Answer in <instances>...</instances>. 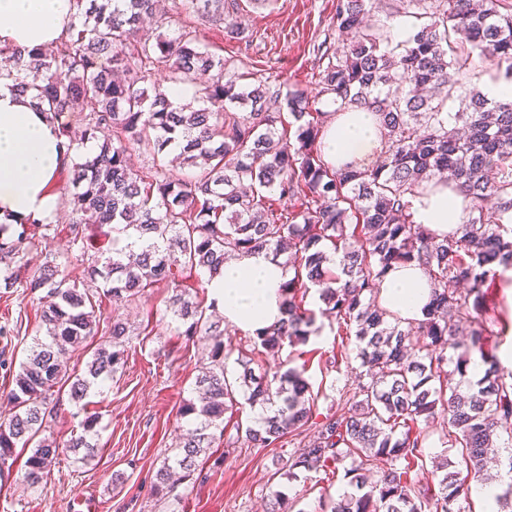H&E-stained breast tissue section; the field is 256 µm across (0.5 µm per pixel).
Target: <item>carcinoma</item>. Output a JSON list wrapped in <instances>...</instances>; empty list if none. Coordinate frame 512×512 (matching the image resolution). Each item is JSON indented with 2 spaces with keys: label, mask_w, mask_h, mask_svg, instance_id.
Instances as JSON below:
<instances>
[{
  "label": "carcinoma",
  "mask_w": 512,
  "mask_h": 512,
  "mask_svg": "<svg viewBox=\"0 0 512 512\" xmlns=\"http://www.w3.org/2000/svg\"><path fill=\"white\" fill-rule=\"evenodd\" d=\"M72 2L67 35L55 49H35L24 61L20 50L0 43V78L22 93L36 92L74 152V192L67 199L76 214L73 240L83 239L86 224H110L112 249L94 250L76 269L47 252L25 273L17 257L29 239L27 225H41L47 237L51 222L28 219L6 237L0 225V288L46 298L45 336L33 338L32 355L8 394L14 411L0 422V467L33 443L22 478L39 485L59 451L47 434L56 389L69 385L78 403L125 363L131 326L121 319L108 326L109 345L93 352L84 373L70 371L63 360L97 334L103 320L82 284L94 283L110 302L129 305L164 282L172 289L171 320L181 335L202 337L206 354L196 378L202 396L182 406L192 428L156 471L155 494L165 497L176 483L193 479L215 437H224L240 412V397L252 407L276 406L245 427L255 448L306 426L312 417L306 365L270 379L251 364L307 343L319 316L336 323V335L355 336L366 377L345 392L346 406L326 417L316 439L277 462L276 471L293 476L297 469L342 468L356 488H368L331 503L329 512H422L421 499L434 501L435 512H462L468 476L497 455L504 434L507 455L500 464L512 473V372L504 373L484 349L489 290L499 268H512V96L496 100L464 91L475 50L512 83V11L502 12L501 0H415L425 4L424 22L398 52L389 48L387 29L368 23L372 0H336L335 27L346 48L333 52L326 40L314 48L325 62L318 95L338 112H371L384 128L382 163L362 170L324 159L330 113L304 92L283 97L266 82L239 84V75L199 42L191 25L168 36L145 32L142 23L155 15L156 0ZM189 4L199 20L224 22V0ZM158 70L167 73L170 88L150 97L140 84ZM196 84L203 106L170 99L169 89ZM439 98L458 99V111H439ZM229 105L242 111H225ZM93 141L98 151L82 157ZM173 145L196 168L192 176L130 163L133 152L153 158ZM445 172L468 200L470 218L438 241L416 222L412 199ZM260 251L284 258L295 276L285 285V317L257 337L251 355L236 359L242 371L230 377L224 331L189 298L183 277L203 272L206 280L197 287L204 290L223 274L224 261ZM412 261L433 281L417 346L379 303L377 288L391 265ZM450 282L469 288L457 292ZM313 288L323 304L317 312L305 307ZM476 352L486 365L483 376L464 389L452 384ZM440 408L448 411L442 444L457 460L439 466L444 474L433 489L417 485L411 472L424 467L419 424ZM94 424L86 417L66 447L94 455ZM376 461L384 468L370 482Z\"/></svg>",
  "instance_id": "carcinoma-1"
}]
</instances>
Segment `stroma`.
Segmentation results:
<instances>
[{"label": "stroma", "mask_w": 512, "mask_h": 512, "mask_svg": "<svg viewBox=\"0 0 512 512\" xmlns=\"http://www.w3.org/2000/svg\"><path fill=\"white\" fill-rule=\"evenodd\" d=\"M186 0H164V9L176 23L194 24L201 42L231 64L247 83L272 78L282 92L300 90L316 98L322 64L313 51L315 43L335 38L333 14L336 0H237L225 7V20L241 22L252 39L236 43L226 39L219 23L196 20L185 7ZM73 215L68 206L58 205L50 234L34 229L31 247L22 255L27 269L43 261L46 251L77 262L82 244L100 249L112 246V228L90 224L84 243L72 240ZM170 289H151L132 305L102 301L105 320L121 318L135 333L129 338L127 361L102 391L91 393L83 403L61 394L50 421L58 443H66L85 417L98 419L96 456L79 462L74 453H60L37 487L25 485L20 463H13L9 476L0 478V512H267L272 490L283 491L296 500L301 512H322L331 500L352 490L343 477L325 479L323 472L299 471L295 478L277 474L274 462L296 451V444L254 448L244 440L233 448L224 441L214 444L225 455L221 465L205 464L201 477L178 485L172 496L153 495L151 485L164 458L173 455L176 440L187 425L181 415L183 404L194 399L195 380L204 343L200 338L181 336L166 313ZM496 310L490 315L495 330L488 337L490 351L504 371H512V289H494ZM42 302L30 297L0 293V325L21 323L22 332L12 338L0 336V417L11 410L3 392L12 386L15 370L25 360L33 337L43 335ZM339 338L330 325L311 336L306 347H284L278 357L266 358L267 374L278 371L281 362L294 360L307 367L306 377L315 399L314 422H322L336 411L341 391L356 384L359 362L354 344H347L350 361L334 368ZM122 474L112 484L114 474Z\"/></svg>", "instance_id": "35a3bbf8"}]
</instances>
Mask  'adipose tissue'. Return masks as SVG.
<instances>
[{
	"mask_svg": "<svg viewBox=\"0 0 512 512\" xmlns=\"http://www.w3.org/2000/svg\"><path fill=\"white\" fill-rule=\"evenodd\" d=\"M72 10L70 0H0V41L31 50L60 40ZM323 152L334 165H374L384 143L374 114L341 112L326 129ZM56 124L40 112L11 81L0 79V223L53 216L51 182L71 165ZM415 219L436 236L457 230L468 205L447 185L423 190L413 201ZM293 272L263 253L226 263L223 277L211 281L209 297L231 327L259 335L283 315L285 284ZM382 304L408 322L423 320L431 284L422 266L395 264L380 284Z\"/></svg>",
	"mask_w": 512,
	"mask_h": 512,
	"instance_id": "1",
	"label": "adipose tissue"
}]
</instances>
